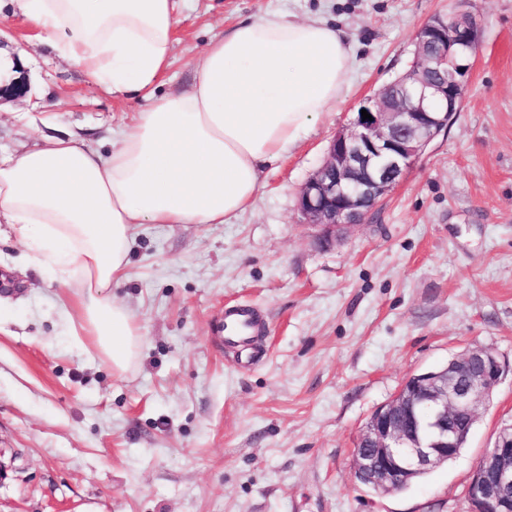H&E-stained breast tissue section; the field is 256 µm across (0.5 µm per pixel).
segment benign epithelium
<instances>
[{
	"label": "benign epithelium",
	"instance_id": "1",
	"mask_svg": "<svg viewBox=\"0 0 512 512\" xmlns=\"http://www.w3.org/2000/svg\"><path fill=\"white\" fill-rule=\"evenodd\" d=\"M480 23L468 11L435 18L415 33L411 70L361 104L324 163L302 187L298 206L325 240L361 223L420 159L458 111ZM504 368L490 348L468 349L445 365L410 375L370 416L354 451L355 477L379 495L401 490L462 450ZM428 409L427 422L418 417ZM471 512H512V424L480 456L466 490Z\"/></svg>",
	"mask_w": 512,
	"mask_h": 512
}]
</instances>
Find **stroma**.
Listing matches in <instances>:
<instances>
[{"label":"stroma","mask_w":512,"mask_h":512,"mask_svg":"<svg viewBox=\"0 0 512 512\" xmlns=\"http://www.w3.org/2000/svg\"><path fill=\"white\" fill-rule=\"evenodd\" d=\"M481 31L447 131L335 244L297 205L336 133L405 73L414 35L460 9ZM343 30L354 66L340 99L226 224H139L112 294L143 331L112 372L73 330L75 284L0 235V512H468L466 487L512 423V0H189L161 93L194 80L216 34L275 10ZM27 54L0 94V153L71 133L108 149L143 100L112 96L0 6V58ZM253 308L249 350L224 310ZM507 366L467 447L410 488L378 495L354 475L370 415L406 377L463 351Z\"/></svg>","instance_id":"obj_1"}]
</instances>
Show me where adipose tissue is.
Listing matches in <instances>:
<instances>
[{
    "label": "adipose tissue",
    "instance_id": "1",
    "mask_svg": "<svg viewBox=\"0 0 512 512\" xmlns=\"http://www.w3.org/2000/svg\"><path fill=\"white\" fill-rule=\"evenodd\" d=\"M69 66L148 105L108 152L45 137L0 158V224L78 288V325L113 373L135 363L142 329L117 301L138 224H224L254 203L265 166L339 100L353 52L319 19L270 12L212 38L193 84L157 94L180 0H13Z\"/></svg>",
    "mask_w": 512,
    "mask_h": 512
}]
</instances>
